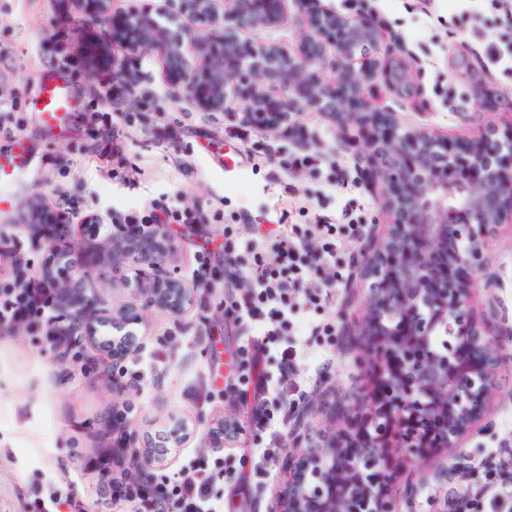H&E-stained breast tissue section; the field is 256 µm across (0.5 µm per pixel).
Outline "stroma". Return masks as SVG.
Instances as JSON below:
<instances>
[{
	"label": "stroma",
	"mask_w": 512,
	"mask_h": 512,
	"mask_svg": "<svg viewBox=\"0 0 512 512\" xmlns=\"http://www.w3.org/2000/svg\"><path fill=\"white\" fill-rule=\"evenodd\" d=\"M320 3L346 18L369 17L395 36L413 77L411 95L372 84L365 85L364 95L374 107L396 113L403 126L468 140L487 125L512 124V75L488 65L485 56L489 44L502 43L507 27L502 14L482 0H433L427 15L418 0ZM312 35L294 0L281 24L240 33L243 40L275 45L289 56ZM66 52L82 60L79 72L64 67ZM46 75L69 78L74 90L69 120L53 128L33 105ZM116 83L125 93L109 97L108 87ZM93 103L108 113V122H91L87 108ZM163 127L176 130V141L156 138ZM243 133L266 151L224 171L223 159L243 151ZM343 139L332 118L309 109L297 112L289 126L267 133L223 113L199 110L166 82L155 52L123 54L100 28L84 22L78 0H0V160L11 158L15 144L24 149L15 186L0 196V289L11 287L18 261H27L31 273L42 272L48 249L21 227L34 205L60 211L74 204L70 239L86 249L96 244L81 225L86 216L174 196L198 203L205 221L169 227L178 252L164 266L189 279L195 255L209 249L214 266L223 268L217 249L223 227L212 214L220 209L242 224L277 223L281 203L272 180L283 176L281 162L292 154H309L319 163L320 177L304 173L294 179L295 204L308 217L340 212L352 198L365 224L385 226L382 191L367 183L362 162ZM107 145L113 155L105 165L100 153ZM111 168L136 170V184L108 176ZM330 173L342 190L326 191L323 177ZM471 279L477 317L502 329V353L512 357V232L490 240L485 267ZM339 296L337 308L327 313L337 329L330 365L304 361L299 366L308 406L336 394L353 398L364 374L357 361L359 339L350 326L360 300L346 287ZM135 329L145 347L116 368L92 346H55L45 332L0 326V512H22L23 498L36 483L64 474L79 481L89 512H125L117 487L128 482L134 462L127 442L166 430L175 419L205 427L220 418L235 421L241 430L232 445L240 476L218 480L214 496L224 512H275L286 473L278 471L274 482L262 486L253 476L260 439L250 426L249 399L227 377L228 351L238 345L241 329L224 312L223 277L214 278L212 288L200 292L182 317L150 308ZM136 370L146 374L137 383L130 377ZM499 448L512 449V364L501 373L481 432L462 447L441 450L436 461L391 468L400 512H441L449 488L463 482L465 465L488 459ZM105 458L112 469L108 480L87 466Z\"/></svg>",
	"instance_id": "1"
}]
</instances>
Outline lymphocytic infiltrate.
<instances>
[{
  "label": "lymphocytic infiltrate",
  "mask_w": 512,
  "mask_h": 512,
  "mask_svg": "<svg viewBox=\"0 0 512 512\" xmlns=\"http://www.w3.org/2000/svg\"><path fill=\"white\" fill-rule=\"evenodd\" d=\"M289 176L277 181L278 196L287 201L275 228L267 234H243L238 224L225 221L223 212H215L214 221L224 225V266L232 274L225 282L229 294L226 311L243 328L238 353L246 361L266 357L272 360L270 371L251 376L244 365L238 366L240 383H253L251 426L264 438L254 470L258 483L275 476L282 438L287 429L286 403L304 395L298 379L297 363L315 356L311 338L333 343L336 325L321 319L337 301V290L351 273L338 250L343 238L361 237L362 217L354 203H346L339 216L321 215L314 223L303 224L293 206L296 186L294 174L317 173L315 158L294 154L284 163ZM201 208L159 202L142 209L116 212V224H198ZM55 292L44 282H30L21 288L0 291V325L25 323L31 326L49 321ZM512 454L493 456L481 485L452 491L448 512H512V499L492 490L507 482ZM231 452L212 460L192 459L183 464L172 479H149L121 485L120 496L132 506V512H224L222 502L212 493L215 477L232 476ZM24 512H88L86 501L75 479L63 477L34 486L23 505Z\"/></svg>",
  "instance_id": "f902f5d3"
}]
</instances>
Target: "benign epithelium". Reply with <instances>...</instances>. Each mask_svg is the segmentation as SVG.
<instances>
[{"instance_id": "1", "label": "benign epithelium", "mask_w": 512, "mask_h": 512, "mask_svg": "<svg viewBox=\"0 0 512 512\" xmlns=\"http://www.w3.org/2000/svg\"><path fill=\"white\" fill-rule=\"evenodd\" d=\"M80 2L89 21L127 53L156 52L169 85L205 112L238 116L227 106L236 95L247 105L244 120L259 129H278L294 112L310 108L343 126L356 124L364 136V176L383 186L390 224L383 236H366L358 250L356 277L366 288L357 323L364 338L358 360L377 377H387L390 398L383 406L366 400L354 409L336 399L320 403L319 413L346 424L337 433L314 434L305 423L312 408L302 412L291 432L296 451L288 457L280 512H397L383 488L392 458L406 464L424 460L429 441L434 448L457 447L480 420L497 385L502 354L496 333L475 317L471 285L462 274L481 269L489 240L500 227H512V128L502 132L489 126L464 143L402 128L394 113L379 112L367 102L363 81L381 78L389 89L404 91L411 86L407 69L393 57L356 73L357 49L377 47L378 29L364 17L344 19L318 6L319 0H295L301 8H313L310 25L318 35L295 57L271 45H242L235 35L239 29L282 23L288 0H236L224 28L213 0H185L193 17L213 31L207 40L197 39L192 27L166 13L161 0H140L124 13L112 9V0ZM191 49L204 64H188ZM325 62L337 75L334 83L322 79ZM258 78L286 95L272 99L257 92ZM43 224L54 227L47 240L50 256L63 255L70 270L56 279L51 265L43 269L44 282L56 293L54 335L99 348L117 365L140 351L143 340L129 335L102 340L97 326L110 324L120 331L138 322L146 308L179 317L194 305L197 289L161 268L178 251L162 227L120 231L103 248L112 266L139 268L132 301L114 307L86 287L100 259L70 245L59 248L70 237L68 219L35 207L24 227L36 240ZM409 416L415 429L394 432L396 423ZM196 433L197 425L185 422L145 442L135 455L146 466L162 469L168 464L164 449L182 448ZM351 484L365 485L357 506L343 493Z\"/></svg>"}]
</instances>
